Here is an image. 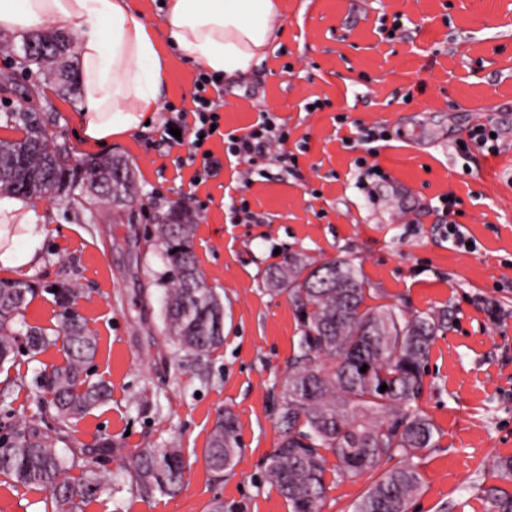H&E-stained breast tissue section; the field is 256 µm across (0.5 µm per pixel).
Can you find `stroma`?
Instances as JSON below:
<instances>
[{
  "mask_svg": "<svg viewBox=\"0 0 512 512\" xmlns=\"http://www.w3.org/2000/svg\"><path fill=\"white\" fill-rule=\"evenodd\" d=\"M397 15L403 30L390 42L379 21ZM276 23L282 35L273 54L207 91L221 126L206 147L222 169L197 186L186 163L191 132L173 147L164 133L168 107L193 110L200 71L176 49L148 125L94 149L76 134L80 93L15 71L0 51V75L39 88L31 98L0 90V139L21 135L6 113H36L75 157L126 156L143 201L123 222L108 207L33 202L44 237L39 260L20 279L79 288L75 309L97 338L87 379L111 388L106 402L72 420L58 450L109 436L126 451L177 446L187 462L178 492L146 499L132 491L123 459H107L109 482L84 512H204L217 499L243 512H289L265 465L280 440L276 396L300 330L287 296L267 291L265 275L290 254L353 263L381 302L406 314L447 313L419 402L437 443L416 460L422 487L408 512H488L485 490L512 492V477L493 466L512 456V0H281ZM318 98L326 107L308 111ZM264 111L286 124L294 167L272 153L254 162L227 154L224 135L246 133ZM487 121L499 131V154H457L469 128ZM376 123L391 133L374 158L387 178L365 192L345 141ZM448 193L461 201L456 220L473 249L444 233L439 198ZM243 199L250 214L239 218L230 207ZM179 201L195 220L198 265L224 305V342L199 365L163 330L167 267L151 219ZM59 323L44 292L17 315V351L0 373V382L13 381L0 430L19 420L55 427L33 381L60 354L53 346L27 353L25 333H51ZM227 409L241 451L218 479L204 451ZM48 502L46 490L0 475V512H50Z\"/></svg>",
  "mask_w": 512,
  "mask_h": 512,
  "instance_id": "35a3bbf8",
  "label": "stroma"
}]
</instances>
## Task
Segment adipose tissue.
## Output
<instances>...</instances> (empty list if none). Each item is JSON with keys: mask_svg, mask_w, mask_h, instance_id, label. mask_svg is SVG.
Returning <instances> with one entry per match:
<instances>
[{"mask_svg": "<svg viewBox=\"0 0 512 512\" xmlns=\"http://www.w3.org/2000/svg\"><path fill=\"white\" fill-rule=\"evenodd\" d=\"M278 0H166L167 38L159 40L133 0H0V29L44 25L77 32L83 107L79 130L99 146L139 130L158 111L168 78L165 45L227 78L248 75L273 49ZM25 245L0 244V267L24 271L39 258L43 231L21 197L0 198V241L9 225Z\"/></svg>", "mask_w": 512, "mask_h": 512, "instance_id": "ef3b65f1", "label": "adipose tissue"}]
</instances>
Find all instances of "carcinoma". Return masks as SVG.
<instances>
[{"label":"carcinoma","mask_w":512,"mask_h":512,"mask_svg":"<svg viewBox=\"0 0 512 512\" xmlns=\"http://www.w3.org/2000/svg\"><path fill=\"white\" fill-rule=\"evenodd\" d=\"M72 54L62 60L45 54L13 60L32 67L69 90L78 85ZM7 121L24 132L15 140L0 139V194L31 197L64 189L56 199L85 196L91 207L124 209L138 197L134 172L122 155L98 159L75 178L57 136L33 112H10ZM124 180L116 179V171ZM195 224L188 209L175 202L155 224V236L168 265L165 280V335L194 361L201 362L224 341V306L198 266L193 251ZM271 291L288 296L300 325L297 351L279 394L282 437L266 462V477L288 501L290 512H320L334 480L355 481L376 472L382 463L399 465L383 471L352 504V512H406L419 491L421 477L413 459L434 447V421L419 407L424 366L430 347L444 328L446 316L428 313L407 317L386 304L369 305V289L360 269L349 262L320 264L298 256L269 270ZM36 289L0 280V368L14 354L13 323ZM78 289L63 284L53 293L61 321L50 335L32 329L31 354L58 347L61 361L35 380L56 413L58 427L44 430L25 421L0 434V474L50 494L51 512H83L85 502L100 491V460L119 452L112 439L93 448H70L61 454L66 426L104 402L110 388L83 377L96 351V339L73 309ZM366 372H361V367ZM388 389L380 391L381 385ZM239 453L237 421L226 411L211 432L205 460L218 475L232 469ZM336 458L327 466V455ZM126 469L140 496L172 494L182 484L185 460L179 448H138L126 455ZM491 512H512V493L487 490Z\"/></svg>","instance_id":"1"}]
</instances>
